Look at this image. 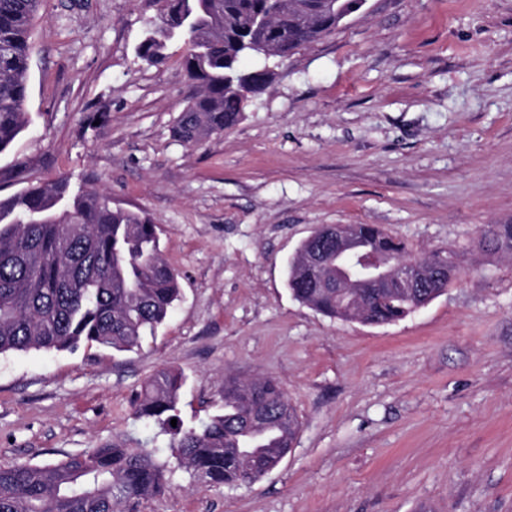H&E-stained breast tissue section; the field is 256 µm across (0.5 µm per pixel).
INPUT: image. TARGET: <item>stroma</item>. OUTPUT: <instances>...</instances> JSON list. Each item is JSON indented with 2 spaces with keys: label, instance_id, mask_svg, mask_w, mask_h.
<instances>
[{
  "label": "stroma",
  "instance_id": "obj_1",
  "mask_svg": "<svg viewBox=\"0 0 512 512\" xmlns=\"http://www.w3.org/2000/svg\"><path fill=\"white\" fill-rule=\"evenodd\" d=\"M157 0H43L31 123L0 154V196L66 176L145 210L182 299L139 348L0 355V466L115 441L171 454L134 420L144 383L185 377L195 425L224 383L275 379L300 422L250 485L184 473L130 512H512V260L478 249L512 224V0H367L274 71L224 134L171 128L184 46L136 48ZM324 224H375L412 254L456 252L445 293L383 326L295 300L286 268Z\"/></svg>",
  "mask_w": 512,
  "mask_h": 512
}]
</instances>
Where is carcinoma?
Segmentation results:
<instances>
[{
	"instance_id": "obj_1",
	"label": "carcinoma",
	"mask_w": 512,
	"mask_h": 512,
	"mask_svg": "<svg viewBox=\"0 0 512 512\" xmlns=\"http://www.w3.org/2000/svg\"><path fill=\"white\" fill-rule=\"evenodd\" d=\"M41 2L0 0V154L27 127L30 28ZM161 2L137 56L157 64L174 45L187 46L183 66L197 91L173 127L185 145L238 123L243 83H271L272 70H245L244 57L273 48L291 54L329 36L341 15L360 8L359 0H282V18L249 34L248 22L267 16L270 0ZM351 229L366 254L383 261L410 255L405 240L375 224ZM482 239L497 252L512 244V224H488ZM426 260L443 266L444 282H451V256L435 251ZM287 286L318 313L368 325L399 321L415 305V297L396 285L357 288L360 302L343 300L322 284L316 265L296 259L287 266ZM179 296L178 274L163 258L158 227L144 211L114 207L95 188L73 193L65 178L0 198V355L94 344L131 351L163 325ZM182 384L179 372L157 371L137 396L134 416L170 436L177 468L194 482L252 483L292 447L299 422L275 380L227 383L224 411L191 427L178 419ZM172 473L170 462L152 449L118 443L53 463L1 467L0 512H126L131 501L161 491Z\"/></svg>"
}]
</instances>
